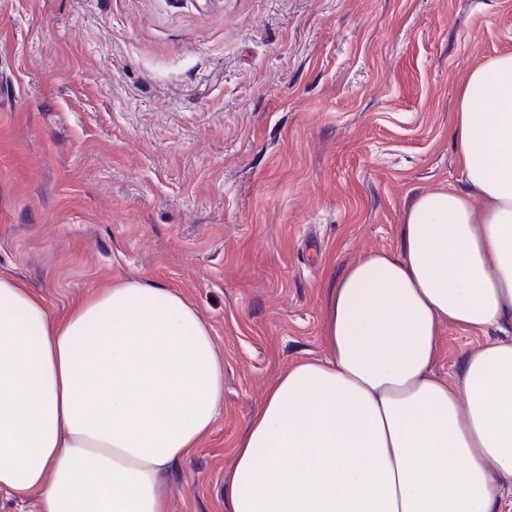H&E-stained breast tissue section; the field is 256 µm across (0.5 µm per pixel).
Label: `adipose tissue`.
Here are the masks:
<instances>
[{
	"label": "adipose tissue",
	"mask_w": 512,
	"mask_h": 512,
	"mask_svg": "<svg viewBox=\"0 0 512 512\" xmlns=\"http://www.w3.org/2000/svg\"><path fill=\"white\" fill-rule=\"evenodd\" d=\"M464 189L421 195L398 253L336 283L327 353L264 390L227 512H500L512 476V342L436 376L441 325L512 318V54L473 69L453 130ZM224 406L210 328L176 289L128 276L51 320L0 274V491L41 512H167L160 475Z\"/></svg>",
	"instance_id": "ef3b65f1"
}]
</instances>
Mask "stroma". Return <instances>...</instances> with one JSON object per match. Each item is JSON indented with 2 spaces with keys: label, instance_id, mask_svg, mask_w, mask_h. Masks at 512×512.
I'll use <instances>...</instances> for the list:
<instances>
[{
  "label": "stroma",
  "instance_id": "1",
  "mask_svg": "<svg viewBox=\"0 0 512 512\" xmlns=\"http://www.w3.org/2000/svg\"><path fill=\"white\" fill-rule=\"evenodd\" d=\"M512 54V0H0V274L54 317L121 276L181 292L224 407L166 471L167 512H224L265 387L326 353L333 286L464 188L467 73ZM441 327L435 375L485 338Z\"/></svg>",
  "mask_w": 512,
  "mask_h": 512
}]
</instances>
